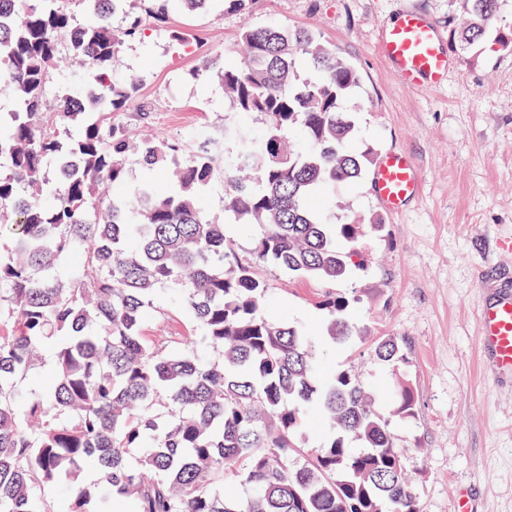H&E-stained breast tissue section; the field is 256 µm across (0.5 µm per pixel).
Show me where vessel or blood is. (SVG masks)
Segmentation results:
<instances>
[{"label": "vessel or blood", "mask_w": 512, "mask_h": 512, "mask_svg": "<svg viewBox=\"0 0 512 512\" xmlns=\"http://www.w3.org/2000/svg\"><path fill=\"white\" fill-rule=\"evenodd\" d=\"M379 53L400 82L420 91L439 88L448 77L450 57L440 35L420 11L404 8L383 28ZM420 177L413 160L400 150L384 153L373 171L377 202L391 212L402 210L419 192ZM480 343L486 364L512 376V293H498L479 305Z\"/></svg>", "instance_id": "obj_1"}]
</instances>
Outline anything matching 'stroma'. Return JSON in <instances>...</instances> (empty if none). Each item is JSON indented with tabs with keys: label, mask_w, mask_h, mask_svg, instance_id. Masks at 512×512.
I'll list each match as a JSON object with an SVG mask.
<instances>
[{
	"label": "stroma",
	"mask_w": 512,
	"mask_h": 512,
	"mask_svg": "<svg viewBox=\"0 0 512 512\" xmlns=\"http://www.w3.org/2000/svg\"><path fill=\"white\" fill-rule=\"evenodd\" d=\"M406 6L424 10L452 45L463 19L458 0H253L245 11L222 14L174 7L167 24L148 22L141 40L123 46L112 70L117 80L140 79V97L152 105L148 120L131 110L112 121L193 145L241 125L263 136L265 116L236 112L220 74L192 75L204 54L243 62L240 35L252 27L309 28L349 62L360 84L340 108L357 117L354 148L406 151L422 172V192L386 216L381 232L365 231L360 267L335 286L259 266L268 308L315 336L321 374L352 371L374 394L423 512H455L460 490L472 512H512V378L483 374L478 340L480 298L494 286L512 291V251L501 246L512 238V50L494 44L512 38V0L498 2L491 43L467 55L452 51L445 86L427 91L404 88L376 50L382 28ZM172 28L193 42L175 44ZM316 205L337 224L380 211L366 177L337 185ZM331 289L349 299L347 316L364 338L339 344L326 337L317 303ZM188 330L178 290H161L145 335ZM379 336L404 340L401 373L372 356ZM402 381L416 401L409 419L393 414Z\"/></svg>",
	"instance_id": "1"
}]
</instances>
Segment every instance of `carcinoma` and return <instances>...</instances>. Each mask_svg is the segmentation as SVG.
<instances>
[{"label":"carcinoma","mask_w":512,"mask_h":512,"mask_svg":"<svg viewBox=\"0 0 512 512\" xmlns=\"http://www.w3.org/2000/svg\"><path fill=\"white\" fill-rule=\"evenodd\" d=\"M63 0H0V512H50L66 489L69 512H422L390 423L348 371H315L311 336L264 313L267 284L254 265L273 263L299 277L334 283L350 274L363 224H330L312 198L361 179L374 149H350L355 131L340 101L357 71L305 28H248L247 59L222 66L224 92L242 114L268 119L262 138L224 130L239 143L229 168L253 178L227 180L224 212L263 234L254 262L239 259L224 222L200 199L215 177L212 150L184 140L132 142L112 113L151 106L135 81L111 79L122 44L142 34L143 15L165 21L169 6L241 11L249 0H81L83 24ZM498 0H461L468 25L454 41L471 53L497 22ZM125 15L126 26L112 27ZM71 57L70 89L47 109L59 59ZM304 63L314 72L295 82ZM78 123L76 136L59 129ZM300 126L306 152L288 147ZM138 156L142 179L129 182L125 156ZM50 169L53 176L45 178ZM168 189L157 190L156 173ZM92 242L82 273H59L63 257ZM181 286V305L213 350L204 364L190 336L142 333L158 291ZM326 336L359 337L349 300L319 302ZM49 346L51 377L40 372ZM373 355L406 363L394 336ZM29 379L25 394L18 382ZM402 386L393 409L415 416ZM313 418L340 433L298 468L297 435ZM362 444L353 451L345 439Z\"/></svg>","instance_id":"1"}]
</instances>
